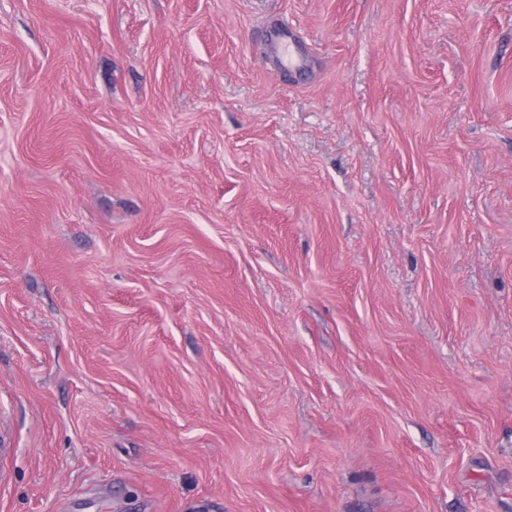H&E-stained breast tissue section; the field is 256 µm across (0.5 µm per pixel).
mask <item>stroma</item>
Instances as JSON below:
<instances>
[{
    "instance_id": "stroma-1",
    "label": "stroma",
    "mask_w": 512,
    "mask_h": 512,
    "mask_svg": "<svg viewBox=\"0 0 512 512\" xmlns=\"http://www.w3.org/2000/svg\"><path fill=\"white\" fill-rule=\"evenodd\" d=\"M0 512H512V0H0ZM271 41L277 50L281 66L294 69L299 68L302 65V59L298 52L295 49L290 50L292 44L288 40V36L284 31H275L271 35Z\"/></svg>"
}]
</instances>
